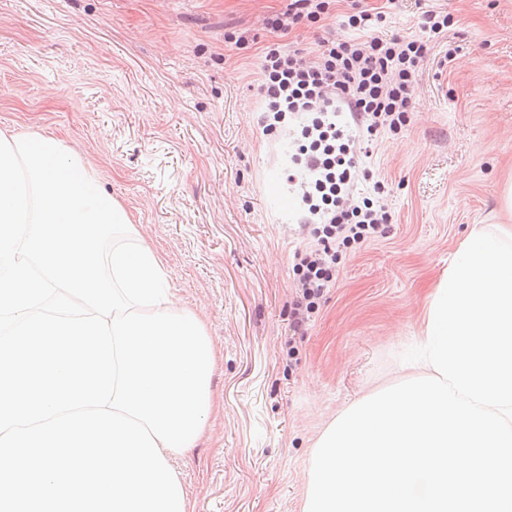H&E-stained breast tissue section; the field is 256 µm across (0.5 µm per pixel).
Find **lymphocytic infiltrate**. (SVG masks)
<instances>
[{"label":"lymphocytic infiltrate","instance_id":"lymphocytic-infiltrate-1","mask_svg":"<svg viewBox=\"0 0 512 512\" xmlns=\"http://www.w3.org/2000/svg\"><path fill=\"white\" fill-rule=\"evenodd\" d=\"M381 13L360 10L345 17L350 37L322 39L317 56L271 45L260 64L264 111L310 115L302 129V168L314 179L303 193L315 248L295 252L294 271L301 285L294 312L302 328L335 284L343 252L380 237L393 216L379 198L387 191L375 181L373 197L355 200L350 192L363 175V158L377 132L398 133L413 110L417 77L431 51V41L447 32L451 18L428 10L420 34L385 36Z\"/></svg>","mask_w":512,"mask_h":512}]
</instances>
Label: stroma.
Instances as JSON below:
<instances>
[{
    "label": "stroma",
    "instance_id": "stroma-1",
    "mask_svg": "<svg viewBox=\"0 0 512 512\" xmlns=\"http://www.w3.org/2000/svg\"><path fill=\"white\" fill-rule=\"evenodd\" d=\"M352 0L272 32L289 0H0V130L65 140L163 260L179 308L219 361L194 448L171 457L194 512H303L308 463L350 404L411 380L434 286L474 226L507 224L512 179V0H363L385 34L450 14L418 76L407 126L368 160L388 182L383 237L344 253L301 332L296 249L310 246L288 171L305 115L263 130L271 44L313 56ZM243 44L225 42V34Z\"/></svg>",
    "mask_w": 512,
    "mask_h": 512
}]
</instances>
